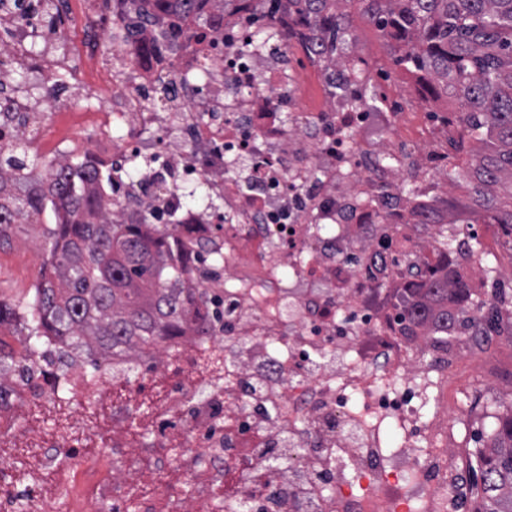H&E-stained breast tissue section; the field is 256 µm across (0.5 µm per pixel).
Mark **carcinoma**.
Wrapping results in <instances>:
<instances>
[{
  "label": "carcinoma",
  "mask_w": 512,
  "mask_h": 512,
  "mask_svg": "<svg viewBox=\"0 0 512 512\" xmlns=\"http://www.w3.org/2000/svg\"><path fill=\"white\" fill-rule=\"evenodd\" d=\"M155 5L188 16L202 0H154ZM264 39L307 22L318 26L320 49L338 53L349 37L345 6L354 0H288L297 8L283 27L278 3L270 0ZM363 12L396 44V61L416 74L432 98L458 104L460 141L470 140V163L448 173V193L465 188L471 224H500L512 232V0H359ZM153 15L133 8L128 46ZM112 172L89 160L27 163L0 151V237L13 224L50 208L51 275L36 289L28 335L41 344L54 336L89 358L108 354L136 356L181 330L196 303V288L186 277L181 244L167 224H122L113 219L103 194ZM460 243L450 231L437 249L429 277L405 288L428 303L401 309L409 323L430 324L434 345H448L480 321L489 330L512 314V280L506 282L495 258L473 238L491 290L479 296L466 288L448 291L459 277ZM472 471L476 486L473 512H512V407L496 417L484 436Z\"/></svg>",
  "instance_id": "cac0c4a2"
}]
</instances>
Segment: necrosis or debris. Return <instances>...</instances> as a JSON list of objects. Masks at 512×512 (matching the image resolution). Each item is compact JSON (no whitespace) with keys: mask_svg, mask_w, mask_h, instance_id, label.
I'll return each mask as SVG.
<instances>
[{"mask_svg":"<svg viewBox=\"0 0 512 512\" xmlns=\"http://www.w3.org/2000/svg\"><path fill=\"white\" fill-rule=\"evenodd\" d=\"M84 3L79 36L50 59L28 46L67 34L70 11L32 25L0 0V54L43 77L37 104L0 78V141L40 143L39 104L97 101L92 145L64 136L52 153L111 169L112 208L125 220L179 225L188 278L205 299L182 335L108 357L93 375L78 359L59 366L61 347L46 339L23 392L107 403L111 380L150 363L167 385L151 444L177 434L188 492L174 504L152 475L122 492L131 457L103 455L64 484H40L37 512L59 494L65 512L106 501L128 512L130 494L137 512H467L475 461L467 443L448 445L466 424L448 418V383L463 347L488 356L512 335L471 331L432 349L394 318L396 293L430 274L447 228L455 112L392 111L398 90L374 98L377 74L355 41L337 57L316 53L315 31L255 42L266 0L184 19L158 11L131 48L129 0ZM102 57L112 72L102 83L76 65ZM134 158L144 171L124 178ZM191 185L219 206L186 205ZM215 296L224 326L199 335ZM389 426L402 443L386 452Z\"/></svg>","mask_w":512,"mask_h":512,"instance_id":"4bbe7bcc","label":"necrosis or debris"}]
</instances>
